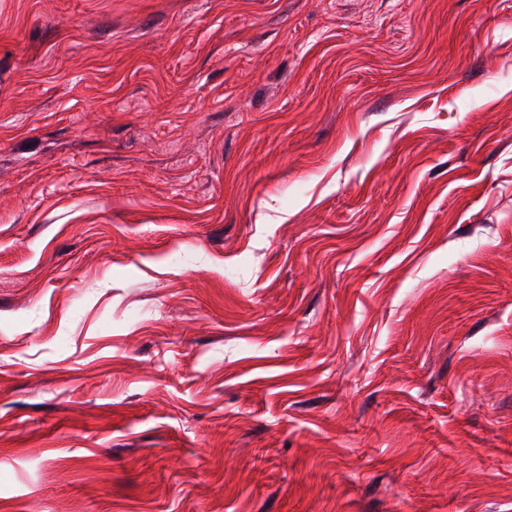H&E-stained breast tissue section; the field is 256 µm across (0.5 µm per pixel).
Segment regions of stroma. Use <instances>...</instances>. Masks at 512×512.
I'll list each match as a JSON object with an SVG mask.
<instances>
[{"mask_svg":"<svg viewBox=\"0 0 512 512\" xmlns=\"http://www.w3.org/2000/svg\"><path fill=\"white\" fill-rule=\"evenodd\" d=\"M512 512V0H0V512Z\"/></svg>","mask_w":512,"mask_h":512,"instance_id":"35a3bbf8","label":"stroma"}]
</instances>
